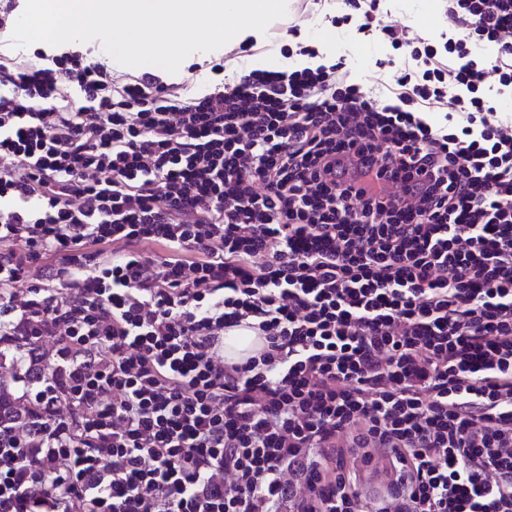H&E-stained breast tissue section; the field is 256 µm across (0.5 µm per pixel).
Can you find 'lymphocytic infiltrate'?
Listing matches in <instances>:
<instances>
[{"instance_id": "lymphocytic-infiltrate-1", "label": "lymphocytic infiltrate", "mask_w": 512, "mask_h": 512, "mask_svg": "<svg viewBox=\"0 0 512 512\" xmlns=\"http://www.w3.org/2000/svg\"><path fill=\"white\" fill-rule=\"evenodd\" d=\"M336 11L406 51L371 92L0 53V336L58 346L0 512H512V0ZM389 6L392 18L411 25L415 30L440 35L447 33L448 18L445 0H393ZM419 1V2H416ZM425 1V5L423 2ZM262 342V337L257 336L253 330L240 328L230 329L224 335V354L226 355V349H232L237 353H241L236 357V361L242 360L258 349L262 345ZM361 481L362 492L369 500L381 496L386 488V464L380 459L370 465L364 464L361 467Z\"/></svg>"}]
</instances>
